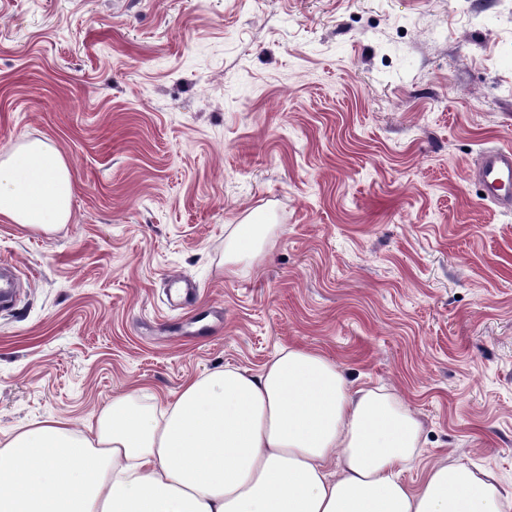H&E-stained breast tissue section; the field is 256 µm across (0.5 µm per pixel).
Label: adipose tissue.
<instances>
[{"instance_id":"adipose-tissue-1","label":"adipose tissue","mask_w":512,"mask_h":512,"mask_svg":"<svg viewBox=\"0 0 512 512\" xmlns=\"http://www.w3.org/2000/svg\"><path fill=\"white\" fill-rule=\"evenodd\" d=\"M66 158L32 141L0 159V218L69 222ZM424 428L396 400L353 388L328 357L288 348L256 374L227 367L188 380L160 412L116 397L85 432L53 419L0 459V512H512L492 473L404 465Z\"/></svg>"}]
</instances>
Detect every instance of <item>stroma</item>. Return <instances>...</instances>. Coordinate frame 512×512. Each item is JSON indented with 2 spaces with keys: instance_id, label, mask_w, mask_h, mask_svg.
<instances>
[{
  "instance_id": "1",
  "label": "stroma",
  "mask_w": 512,
  "mask_h": 512,
  "mask_svg": "<svg viewBox=\"0 0 512 512\" xmlns=\"http://www.w3.org/2000/svg\"><path fill=\"white\" fill-rule=\"evenodd\" d=\"M33 140L75 190L0 221V443L304 347L419 417L405 480L512 483V215L468 180L512 146V0H0V158ZM270 225L271 224H239L238 238L228 250L225 265L235 264L239 256L255 242L263 245L266 242Z\"/></svg>"
}]
</instances>
